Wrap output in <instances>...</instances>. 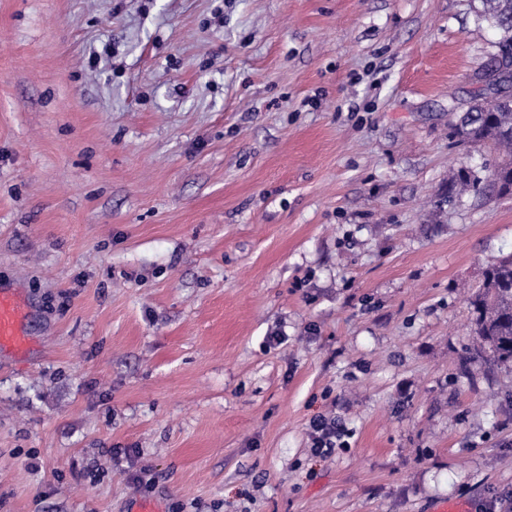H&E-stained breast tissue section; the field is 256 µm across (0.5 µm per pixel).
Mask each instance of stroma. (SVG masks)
<instances>
[{"label": "stroma", "mask_w": 512, "mask_h": 512, "mask_svg": "<svg viewBox=\"0 0 512 512\" xmlns=\"http://www.w3.org/2000/svg\"><path fill=\"white\" fill-rule=\"evenodd\" d=\"M480 6L0 0V285L33 308L0 512H512V372H460L512 196L443 200L487 159L450 125ZM312 444L316 455L327 456L335 452L336 448L347 446L345 437H348V429L336 423V418L327 419L320 417L312 422Z\"/></svg>", "instance_id": "35a3bbf8"}]
</instances>
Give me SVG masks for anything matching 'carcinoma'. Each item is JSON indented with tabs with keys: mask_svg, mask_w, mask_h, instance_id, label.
Here are the masks:
<instances>
[{
	"mask_svg": "<svg viewBox=\"0 0 512 512\" xmlns=\"http://www.w3.org/2000/svg\"><path fill=\"white\" fill-rule=\"evenodd\" d=\"M482 18L500 31L497 49L512 48V0H482ZM482 77L498 89L475 96L470 108L456 117L454 135L459 142L488 147L494 151L512 147V71L484 70ZM484 179L470 169L459 168L448 182V200L468 191L482 195L492 186L502 195H512V162L487 167ZM473 309V341L465 346L461 368L467 373L481 368L512 367V254L498 259L483 271L480 289L470 298Z\"/></svg>",
	"mask_w": 512,
	"mask_h": 512,
	"instance_id": "obj_1",
	"label": "carcinoma"
}]
</instances>
